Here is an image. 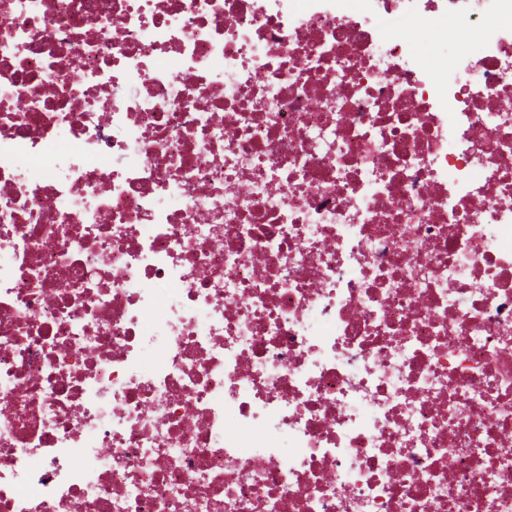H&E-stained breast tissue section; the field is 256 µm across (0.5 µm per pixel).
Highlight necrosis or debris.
I'll return each mask as SVG.
<instances>
[{
	"instance_id": "obj_1",
	"label": "necrosis or debris",
	"mask_w": 512,
	"mask_h": 512,
	"mask_svg": "<svg viewBox=\"0 0 512 512\" xmlns=\"http://www.w3.org/2000/svg\"><path fill=\"white\" fill-rule=\"evenodd\" d=\"M0 512H512V0H0ZM455 36L456 33L448 34L447 24H441L435 33L419 37L417 49L420 57L424 62L432 63L437 57L451 53L456 44Z\"/></svg>"
}]
</instances>
